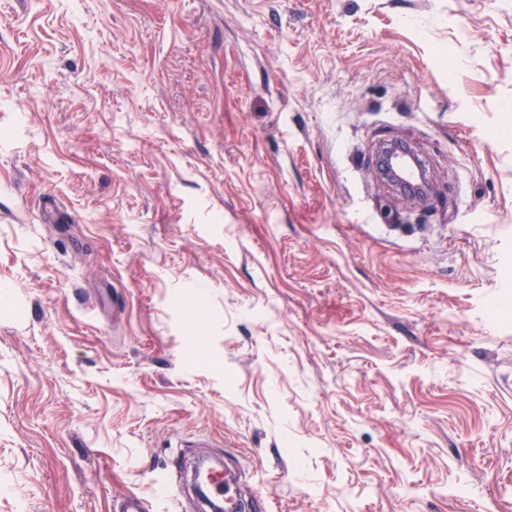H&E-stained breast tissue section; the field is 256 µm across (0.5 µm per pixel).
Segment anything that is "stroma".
<instances>
[{"instance_id":"obj_1","label":"stroma","mask_w":512,"mask_h":512,"mask_svg":"<svg viewBox=\"0 0 512 512\" xmlns=\"http://www.w3.org/2000/svg\"><path fill=\"white\" fill-rule=\"evenodd\" d=\"M208 455L512 512V0H0V512H203Z\"/></svg>"}]
</instances>
